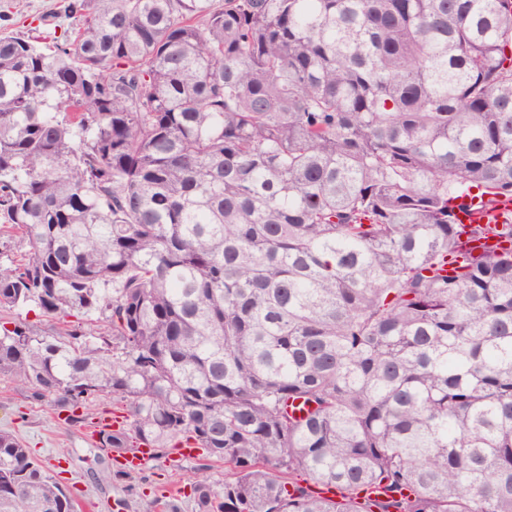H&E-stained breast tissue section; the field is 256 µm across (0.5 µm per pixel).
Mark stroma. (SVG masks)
<instances>
[{"mask_svg":"<svg viewBox=\"0 0 512 512\" xmlns=\"http://www.w3.org/2000/svg\"><path fill=\"white\" fill-rule=\"evenodd\" d=\"M62 0H0V13L10 19L0 24V35L37 37L41 46H52L67 28L58 19ZM14 432L37 458L47 466L55 465L61 449L71 452L66 463V483L83 503L84 512H114L122 502L123 512H164L163 502L172 501L181 512H194L190 482L198 460L179 458L169 451L166 458L152 460L139 472L118 478L111 476L109 458L95 459L88 448V428H71L58 421L48 403L31 401L9 375L0 373V430ZM139 487L129 494L128 484Z\"/></svg>","mask_w":512,"mask_h":512,"instance_id":"obj_1","label":"stroma"}]
</instances>
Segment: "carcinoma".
Returning a JSON list of instances; mask_svg holds the SVG:
<instances>
[{"instance_id":"1","label":"carcinoma","mask_w":512,"mask_h":512,"mask_svg":"<svg viewBox=\"0 0 512 512\" xmlns=\"http://www.w3.org/2000/svg\"><path fill=\"white\" fill-rule=\"evenodd\" d=\"M0 37V373L193 444L195 512H512V0H65ZM338 488L336 498L319 494ZM0 512H77L0 430ZM63 0H0V13H7L11 21L0 22V35L35 36L41 46H52L61 40L68 21L54 19ZM19 311L9 310L7 308H0V324L3 322L13 321L17 319L23 320L28 326L36 332H51L52 322L44 316L37 315L34 312H30L27 316L25 313L18 315Z\"/></svg>"}]
</instances>
